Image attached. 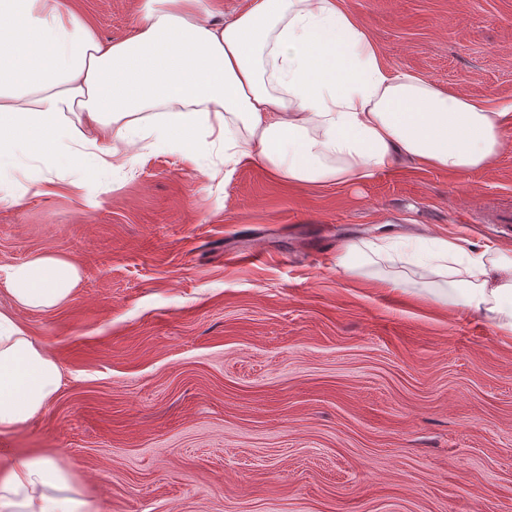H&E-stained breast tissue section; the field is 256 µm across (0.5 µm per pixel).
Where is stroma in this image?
<instances>
[{
	"instance_id": "1",
	"label": "stroma",
	"mask_w": 512,
	"mask_h": 512,
	"mask_svg": "<svg viewBox=\"0 0 512 512\" xmlns=\"http://www.w3.org/2000/svg\"><path fill=\"white\" fill-rule=\"evenodd\" d=\"M81 2L109 41L145 0ZM339 4L384 70L512 113V0ZM31 180L42 194H23ZM18 192L0 266L55 253L81 280L50 310L0 286L62 372L46 409L0 435V473L52 458L99 512H512V340L336 266L340 244L396 235L512 248V223L487 221L512 216V135L480 170L403 163L341 188L170 145L129 172L28 159L0 178Z\"/></svg>"
}]
</instances>
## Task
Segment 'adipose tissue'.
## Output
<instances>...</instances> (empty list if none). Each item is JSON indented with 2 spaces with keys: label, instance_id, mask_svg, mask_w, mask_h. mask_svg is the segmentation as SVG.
<instances>
[{
  "label": "adipose tissue",
  "instance_id": "obj_1",
  "mask_svg": "<svg viewBox=\"0 0 512 512\" xmlns=\"http://www.w3.org/2000/svg\"><path fill=\"white\" fill-rule=\"evenodd\" d=\"M144 11L133 35L104 43L60 0H0V174L27 156L123 168L140 143L184 140L192 161L219 146L225 161L260 159L282 181L342 187L399 160L479 170L505 145L506 113L386 72L337 0H251L220 21L203 0H146ZM396 259L381 242L346 243L336 265L356 275ZM422 267L440 301L512 335V249L445 240ZM79 280L75 263L45 253L6 268L0 283L19 305L48 310ZM60 386L56 361L0 310V434L41 413ZM0 512L98 508L67 470L23 455L0 477Z\"/></svg>",
  "mask_w": 512,
  "mask_h": 512
}]
</instances>
